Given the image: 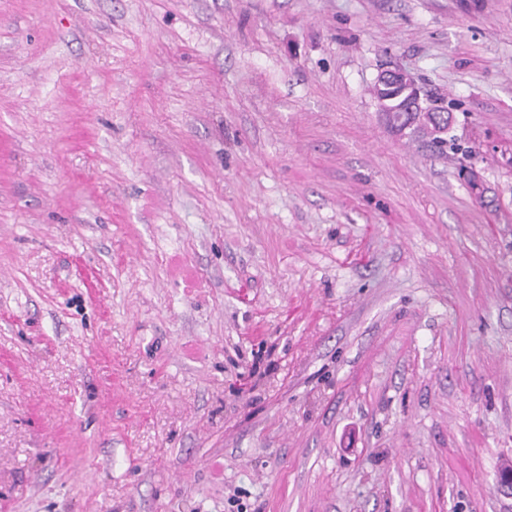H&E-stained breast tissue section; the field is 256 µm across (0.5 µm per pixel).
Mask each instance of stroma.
Wrapping results in <instances>:
<instances>
[{
  "label": "stroma",
  "mask_w": 512,
  "mask_h": 512,
  "mask_svg": "<svg viewBox=\"0 0 512 512\" xmlns=\"http://www.w3.org/2000/svg\"><path fill=\"white\" fill-rule=\"evenodd\" d=\"M508 465L512 0H0V512H512ZM377 85L395 90L396 93L393 98L400 99L395 109L392 111L395 113L394 115H390V112H385L384 114L387 123L392 129L402 131L408 125L411 126L413 124L423 126L419 127L420 129H425L424 127L429 128L427 124L416 122L414 120L412 121L409 117L398 124L399 116L396 114L397 112H429L432 107L423 103L420 96V90L415 86V84L407 79L405 74L392 69L382 70L378 75Z\"/></svg>",
  "instance_id": "obj_1"
}]
</instances>
